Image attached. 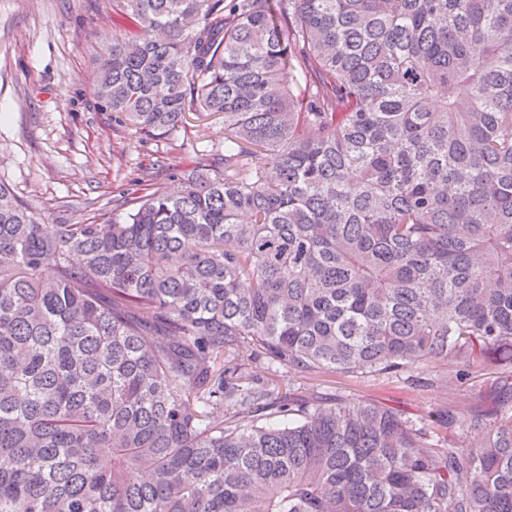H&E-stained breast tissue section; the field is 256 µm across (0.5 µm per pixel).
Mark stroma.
Here are the masks:
<instances>
[{"mask_svg": "<svg viewBox=\"0 0 512 512\" xmlns=\"http://www.w3.org/2000/svg\"><path fill=\"white\" fill-rule=\"evenodd\" d=\"M111 0H0V182L49 224H101L153 178L166 190L175 172L224 141L219 115H189L177 139H145L103 111L95 59L112 37ZM441 362L389 377L299 376L300 395L369 399L413 421L445 404L469 406L494 380L477 370L458 379Z\"/></svg>", "mask_w": 512, "mask_h": 512, "instance_id": "stroma-1", "label": "stroma"}]
</instances>
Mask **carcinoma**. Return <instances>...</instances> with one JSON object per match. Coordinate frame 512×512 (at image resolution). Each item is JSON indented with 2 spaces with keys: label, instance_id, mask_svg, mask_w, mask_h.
Returning a JSON list of instances; mask_svg holds the SVG:
<instances>
[{
  "label": "carcinoma",
  "instance_id": "carcinoma-1",
  "mask_svg": "<svg viewBox=\"0 0 512 512\" xmlns=\"http://www.w3.org/2000/svg\"><path fill=\"white\" fill-rule=\"evenodd\" d=\"M94 77L224 147L103 224L0 182V512H512V0H112ZM256 357L497 378L418 425Z\"/></svg>",
  "mask_w": 512,
  "mask_h": 512
}]
</instances>
